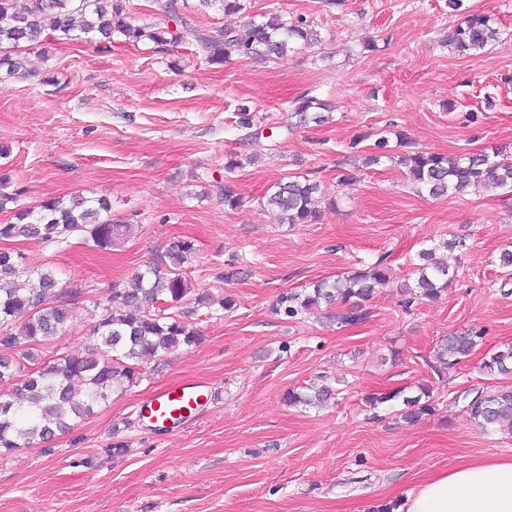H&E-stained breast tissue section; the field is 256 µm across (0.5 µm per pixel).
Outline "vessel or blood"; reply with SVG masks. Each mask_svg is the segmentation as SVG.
<instances>
[{
	"instance_id": "vessel-or-blood-1",
	"label": "vessel or blood",
	"mask_w": 512,
	"mask_h": 512,
	"mask_svg": "<svg viewBox=\"0 0 512 512\" xmlns=\"http://www.w3.org/2000/svg\"><path fill=\"white\" fill-rule=\"evenodd\" d=\"M209 384L203 380L169 384L144 401L140 412L155 423L184 424L194 419Z\"/></svg>"
}]
</instances>
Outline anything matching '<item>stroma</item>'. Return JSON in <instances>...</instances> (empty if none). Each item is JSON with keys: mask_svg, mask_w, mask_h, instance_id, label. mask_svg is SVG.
Masks as SVG:
<instances>
[{"mask_svg": "<svg viewBox=\"0 0 512 512\" xmlns=\"http://www.w3.org/2000/svg\"><path fill=\"white\" fill-rule=\"evenodd\" d=\"M249 14L304 18L320 32L314 49L275 61L208 65L194 41L169 50L117 44L103 52L70 41L28 53L29 76L0 87V166L12 170L22 203L80 193L108 196L132 225L109 250L72 240L56 248L12 243L24 265L52 266L81 284L77 318L52 355L83 351L111 282L158 258L180 236L194 239V289L231 295L234 308L194 320L199 344L148 362L142 381L111 396L74 431L0 454V512H367L402 497L432 472L468 460L512 456V433H483L457 395L512 385L479 369L486 353L512 346V278L498 264L512 245V192L469 190L432 198L413 191L398 164L339 183L349 142L388 124L415 147L447 155H512V0H247ZM490 15L498 41L479 54L447 46L462 12ZM335 106L331 122L294 129L258 161L226 173L242 140L241 107L285 121L308 89ZM288 175L318 181L335 210L314 224H277L259 205ZM231 179L245 203L225 208ZM460 237L449 252L456 277L435 301L405 307L396 285L379 289L368 317L343 326L292 321L272 307L283 291L390 253L395 277L420 242ZM239 255L245 270L219 281ZM482 331L469 360L437 376L433 349L448 333ZM399 361H392V352ZM336 377L334 404L288 406V389L318 373ZM209 380L212 401L187 427L149 430L138 403L179 380ZM430 384L434 410L408 423L372 416V392ZM126 452L111 450L114 440Z\"/></svg>", "mask_w": 512, "mask_h": 512, "instance_id": "1", "label": "stroma"}]
</instances>
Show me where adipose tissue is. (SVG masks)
<instances>
[{
  "instance_id": "obj_1",
  "label": "adipose tissue",
  "mask_w": 512,
  "mask_h": 512,
  "mask_svg": "<svg viewBox=\"0 0 512 512\" xmlns=\"http://www.w3.org/2000/svg\"><path fill=\"white\" fill-rule=\"evenodd\" d=\"M395 512H512V457L465 461L429 474Z\"/></svg>"
}]
</instances>
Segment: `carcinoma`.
Here are the masks:
<instances>
[{
  "label": "carcinoma",
  "mask_w": 512,
  "mask_h": 512,
  "mask_svg": "<svg viewBox=\"0 0 512 512\" xmlns=\"http://www.w3.org/2000/svg\"><path fill=\"white\" fill-rule=\"evenodd\" d=\"M130 0H0V72L7 78L29 75L27 59L18 49L40 42L44 35L53 39L83 41L106 52L116 43L134 45L148 40L158 47L174 44L191 36L211 65H222L236 58L277 59L301 43L316 47L321 36L307 21H288L279 14L265 20L246 17L243 24L224 27L213 34L191 22L178 0H154L158 10L175 29L144 23L129 7ZM198 10L218 9L225 14L245 10L243 0H197ZM499 32L484 14H468L453 31L450 42L459 52L480 51ZM329 104L310 89L291 101L289 117L297 123L320 125L329 119ZM394 157L388 140L378 138L373 151L363 157V165H376L395 158L406 170L411 187L431 197L468 188L495 187L512 192V161L492 160L486 155H444L411 149ZM224 206L236 210L244 199L231 182L218 186ZM320 184L304 176H286L274 183L262 204L282 224H313L322 215ZM23 191L16 188L12 175L0 171V212L13 213L12 220L0 223V241L34 239L42 243L69 245L77 237L83 244L110 250L128 233L126 222L112 217L111 201L72 194L50 197L35 206L20 204ZM464 247L461 241L432 243L409 256L407 278L399 284L406 304L435 300L454 280L440 250ZM196 252L194 240L176 239L156 261L129 279L104 289V300L97 303L100 314L88 332L89 345L79 355L63 354L35 365L34 350L50 346L65 335L75 319L71 299L82 293L74 283L63 281L52 267L29 268L20 256L0 248V381L12 382L0 394V450L44 443L56 434L72 430L109 396L137 384L143 364L181 349L195 346L201 331L186 320L181 305L192 294L187 276L188 262ZM393 282L388 255L354 268L336 279H322L300 292L281 293L274 313L295 320L325 307L334 309L331 318L354 325L368 316L367 303L376 290ZM199 308L217 305L222 311L234 307L233 299L219 301L203 291L195 294ZM481 333L455 332L442 338L434 349L437 375L466 361ZM480 369L489 375H512V348L496 351L482 359ZM335 390L328 376H318L305 390L288 392V404L320 409L334 399ZM368 408L397 402L400 416L418 421L434 410L432 389L417 387L416 393L403 389L373 393L365 397ZM469 417L485 432L504 427L512 431V386L480 392L466 404Z\"/></svg>",
  "instance_id": "carcinoma-1"
}]
</instances>
